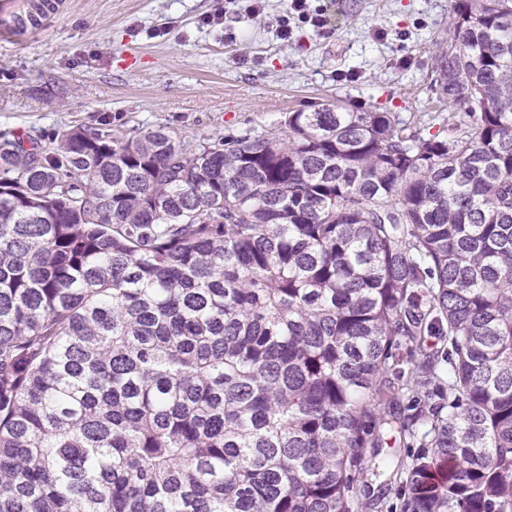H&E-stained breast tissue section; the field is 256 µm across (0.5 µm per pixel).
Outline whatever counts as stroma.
I'll return each instance as SVG.
<instances>
[{"instance_id":"stroma-1","label":"stroma","mask_w":512,"mask_h":512,"mask_svg":"<svg viewBox=\"0 0 512 512\" xmlns=\"http://www.w3.org/2000/svg\"><path fill=\"white\" fill-rule=\"evenodd\" d=\"M16 2L0 0V132L47 147L103 122L117 136L165 125L191 143L336 101L408 122L440 110L431 63L449 0H310L326 28L301 25L287 41L286 0L227 26L205 18L228 0H59L34 34L13 27Z\"/></svg>"}]
</instances>
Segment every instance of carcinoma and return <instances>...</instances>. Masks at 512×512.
I'll list each match as a JSON object with an SVG mask.
<instances>
[{
	"label": "carcinoma",
	"mask_w": 512,
	"mask_h": 512,
	"mask_svg": "<svg viewBox=\"0 0 512 512\" xmlns=\"http://www.w3.org/2000/svg\"><path fill=\"white\" fill-rule=\"evenodd\" d=\"M450 7L435 133L0 137V512H512V0ZM357 496L362 502L368 503L366 512H400L399 495L396 485L385 487L379 480L369 479L358 483Z\"/></svg>",
	"instance_id": "obj_1"
}]
</instances>
